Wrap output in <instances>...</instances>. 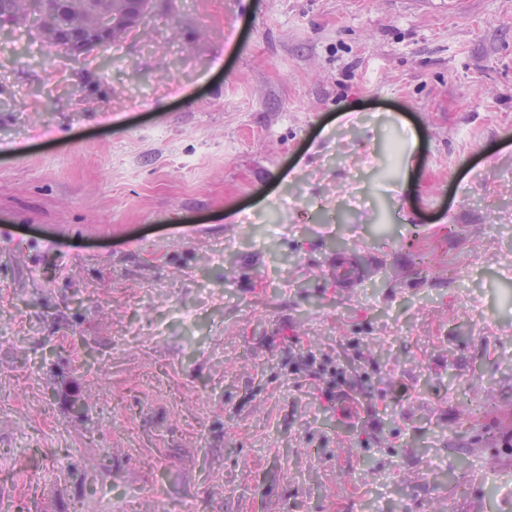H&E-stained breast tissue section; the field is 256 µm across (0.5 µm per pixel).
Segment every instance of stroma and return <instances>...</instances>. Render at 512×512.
I'll use <instances>...</instances> for the list:
<instances>
[{"label":"stroma","instance_id":"35a3bbf8","mask_svg":"<svg viewBox=\"0 0 512 512\" xmlns=\"http://www.w3.org/2000/svg\"><path fill=\"white\" fill-rule=\"evenodd\" d=\"M509 257L512 0H151L77 61L16 30L0 503L512 512Z\"/></svg>","mask_w":512,"mask_h":512}]
</instances>
